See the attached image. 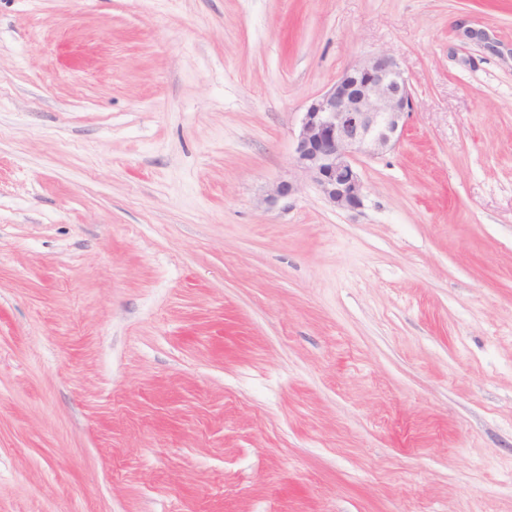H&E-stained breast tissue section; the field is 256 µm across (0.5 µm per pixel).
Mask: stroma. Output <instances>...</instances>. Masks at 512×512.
<instances>
[{"label":"stroma","mask_w":512,"mask_h":512,"mask_svg":"<svg viewBox=\"0 0 512 512\" xmlns=\"http://www.w3.org/2000/svg\"><path fill=\"white\" fill-rule=\"evenodd\" d=\"M0 512H512V0H0ZM413 110L399 63L386 53H371L310 100L294 135V163L332 207L357 210L366 187L356 156L395 149Z\"/></svg>","instance_id":"35a3bbf8"}]
</instances>
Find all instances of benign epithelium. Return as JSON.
Returning a JSON list of instances; mask_svg holds the SVG:
<instances>
[{
    "label": "benign epithelium",
    "instance_id": "1",
    "mask_svg": "<svg viewBox=\"0 0 512 512\" xmlns=\"http://www.w3.org/2000/svg\"><path fill=\"white\" fill-rule=\"evenodd\" d=\"M413 110L399 63L386 53H371L310 100L294 135V163L332 207L357 210L366 187L356 156L396 148Z\"/></svg>",
    "mask_w": 512,
    "mask_h": 512
}]
</instances>
